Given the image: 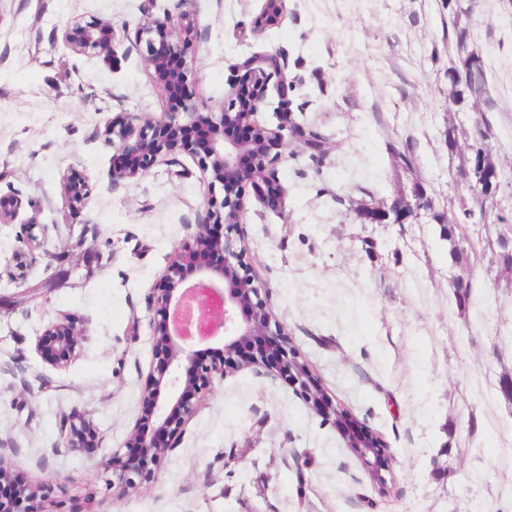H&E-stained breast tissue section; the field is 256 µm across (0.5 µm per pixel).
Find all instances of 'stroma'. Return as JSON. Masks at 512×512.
<instances>
[{
  "label": "stroma",
  "instance_id": "35a3bbf8",
  "mask_svg": "<svg viewBox=\"0 0 512 512\" xmlns=\"http://www.w3.org/2000/svg\"><path fill=\"white\" fill-rule=\"evenodd\" d=\"M175 0H0V194H16V223L0 224V457L48 486V512H512V280L493 245L503 224H476L470 265H452L441 225L427 215L365 224L350 206L420 180L452 216L458 158L447 146L445 0H287L280 27L254 31L263 0H193L200 21L188 77L196 103L221 111L236 65L279 51L288 86L271 106L304 113L326 138L320 159L284 153V208L249 201L239 235L275 319L327 394L380 435L388 457L377 485L341 433L286 380L241 367L216 381L153 480L111 486L102 461L141 414L154 361L151 286L204 212L207 184L179 154L141 181H113L100 135L122 112H163L135 28ZM488 64L486 118L503 167L512 168V5L472 0ZM75 14L111 19L112 62L63 45ZM412 148L415 169L392 164ZM67 170L93 192L72 216ZM43 246L17 269L24 226ZM472 285L459 308L454 284ZM62 313L86 335L64 369L36 351ZM95 425L90 449L64 447L60 423Z\"/></svg>",
  "mask_w": 512,
  "mask_h": 512
}]
</instances>
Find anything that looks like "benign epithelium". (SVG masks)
Returning <instances> with one entry per match:
<instances>
[{"instance_id":"7a95c632","label":"benign epithelium","mask_w":512,"mask_h":512,"mask_svg":"<svg viewBox=\"0 0 512 512\" xmlns=\"http://www.w3.org/2000/svg\"><path fill=\"white\" fill-rule=\"evenodd\" d=\"M285 17L286 0H264L253 27L261 32L281 24ZM198 27L191 0H177L176 13L150 15L135 30L132 48L139 52L153 86L166 99L174 85L186 80ZM115 38L112 20L83 14L71 17L64 32L65 45L73 55L103 60L113 58ZM451 64L467 72L477 70L478 61L459 45ZM237 70L239 78L230 89L228 105L220 112L200 110L189 96L165 112L130 113L126 120L107 122L101 129L114 156L120 158V164L112 168L113 179L136 183L167 157L185 154L197 159L210 188L204 217L172 250L165 271L151 289L155 362L141 387L143 410L126 436V451L114 452L106 467L112 484L123 489L147 481L175 448L185 424L215 380L242 365H262L287 377L317 415L335 424L346 447L381 485L382 471L388 466L381 437L326 396L309 363L274 319L263 296L265 289L235 238L248 214L246 188L252 189L262 205L285 204L286 192L276 175V164L289 144L284 131L292 138L299 131L286 110L273 112L274 123L260 118L268 105L270 87L282 88L287 83L278 52L252 54L237 64ZM60 186L70 212L79 215L93 190L89 177L65 172ZM20 208L19 198L0 195V223H14ZM214 254L223 256L222 264L210 262ZM196 285L220 293L223 322L207 337L180 336L173 316L187 290ZM83 336L81 322L65 314L44 328L36 350L45 363L64 368L77 355ZM214 341L221 344L216 349L218 356L210 360L201 357L197 346ZM64 429L66 447L94 446L96 431L84 417L71 416ZM42 498L40 488L22 484L9 512H43Z\"/></svg>"}]
</instances>
